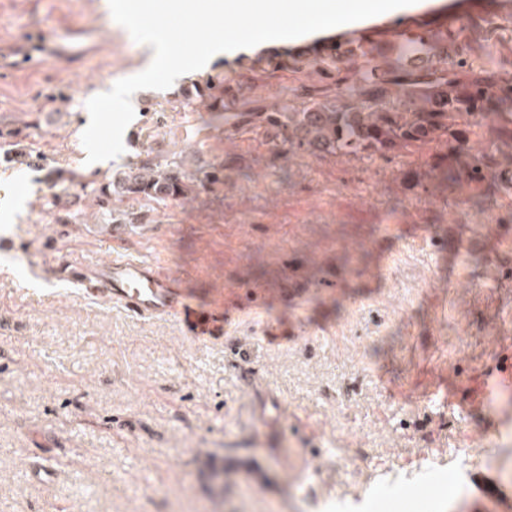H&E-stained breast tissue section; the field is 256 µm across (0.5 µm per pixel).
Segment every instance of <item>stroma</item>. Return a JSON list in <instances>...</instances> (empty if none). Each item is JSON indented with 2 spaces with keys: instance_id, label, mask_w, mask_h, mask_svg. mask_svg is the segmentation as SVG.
<instances>
[{
  "instance_id": "35a3bbf8",
  "label": "stroma",
  "mask_w": 512,
  "mask_h": 512,
  "mask_svg": "<svg viewBox=\"0 0 512 512\" xmlns=\"http://www.w3.org/2000/svg\"><path fill=\"white\" fill-rule=\"evenodd\" d=\"M489 12L512 15V0H418L400 17L412 28ZM390 26L372 17L229 51L138 91L124 153L89 165L87 101L146 69L153 48L109 0H0L12 63L0 68V512H461L474 500L497 512L476 479L512 492V421L492 434L496 464L464 452L512 411V382L471 408L492 357L512 368L506 210L471 207L469 188L423 192L377 157L271 159L184 100L226 74L273 110L286 88L301 98L320 83L271 70L273 56ZM33 32L35 63L17 64ZM174 151L223 164V182L187 203L124 198L130 221L111 237L86 184ZM82 252L162 265L198 302L233 305L223 335L196 340L48 274ZM259 400L276 423L256 420ZM320 456L334 466L314 468Z\"/></svg>"
}]
</instances>
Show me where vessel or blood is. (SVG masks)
I'll return each instance as SVG.
<instances>
[{
  "label": "vessel or blood",
  "mask_w": 512,
  "mask_h": 512,
  "mask_svg": "<svg viewBox=\"0 0 512 512\" xmlns=\"http://www.w3.org/2000/svg\"><path fill=\"white\" fill-rule=\"evenodd\" d=\"M54 277L79 286L82 294L124 308L141 318L177 317L188 333L214 336L222 331L225 308L194 310L177 281L157 266L129 259L93 263L76 256L55 260Z\"/></svg>",
  "instance_id": "obj_1"
}]
</instances>
